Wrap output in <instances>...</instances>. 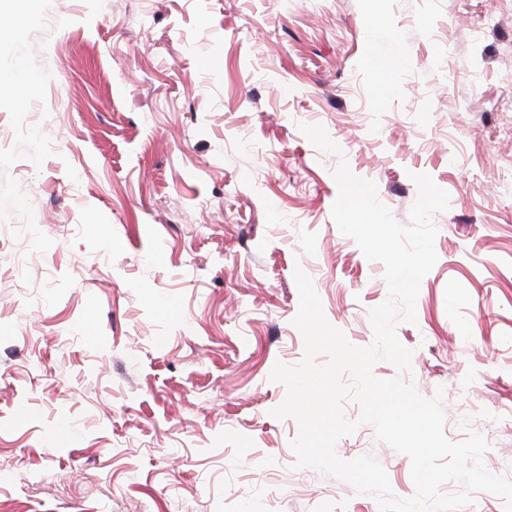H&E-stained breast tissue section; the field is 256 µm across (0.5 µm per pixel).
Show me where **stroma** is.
<instances>
[{
  "label": "stroma",
  "instance_id": "stroma-1",
  "mask_svg": "<svg viewBox=\"0 0 512 512\" xmlns=\"http://www.w3.org/2000/svg\"><path fill=\"white\" fill-rule=\"evenodd\" d=\"M0 512H379L272 409L295 270L349 343L388 297L331 210L347 161L437 262L399 323L445 434L512 479V0H0ZM341 148H316L300 124ZM393 492L409 458L360 426Z\"/></svg>",
  "mask_w": 512,
  "mask_h": 512
}]
</instances>
